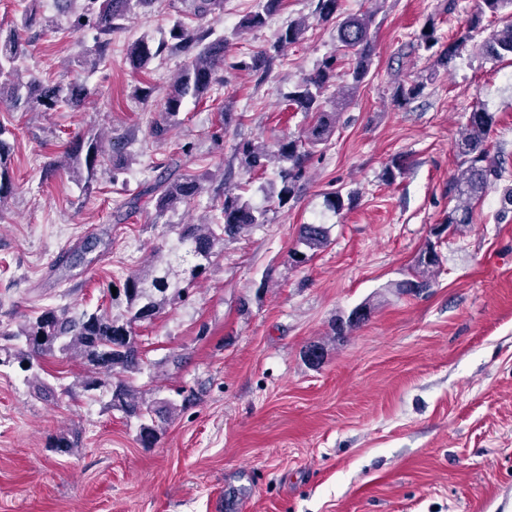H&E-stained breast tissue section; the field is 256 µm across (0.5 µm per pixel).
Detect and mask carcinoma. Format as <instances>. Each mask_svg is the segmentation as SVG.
<instances>
[{"label": "carcinoma", "mask_w": 512, "mask_h": 512, "mask_svg": "<svg viewBox=\"0 0 512 512\" xmlns=\"http://www.w3.org/2000/svg\"><path fill=\"white\" fill-rule=\"evenodd\" d=\"M153 0H56L58 8L75 13L73 28L85 26L94 32V41L88 54L80 61L84 69L95 70L108 58L112 50V34L125 28V22L135 9L149 6ZM284 0H257L255 10L239 20L233 35L244 29L266 26L282 10ZM174 17L167 33L158 39L141 38L128 45L127 56L136 71L148 68L157 59L180 55L186 59L185 68L173 81L165 95L162 114L151 126L154 138H166L171 121L181 112L184 102L191 97L200 102L208 98L214 86L221 85L220 73L232 46L231 38L218 35L206 19L224 9V0H168ZM314 19L336 29V42L352 56V81L339 93L336 107L347 104L350 96L368 77L374 56V43L370 28L374 14L343 15L341 0H314ZM52 20L36 9L29 10L23 25L0 36V99L15 111L50 112L64 103L72 109L84 107L90 92L79 82L64 88L44 84L35 78L27 79L16 67V62L31 43V34L50 29ZM308 20L294 19L280 28L269 46L240 60L237 66L263 75L285 47L300 42ZM481 37L478 49L485 60L501 62L512 59V0H479L476 11L470 16L456 40L437 49L435 23L431 22L420 34L425 50L431 52L432 67L451 69L460 51L476 37ZM337 58L329 56L321 61L288 93V105L297 112L314 116L313 124L298 137H285L270 147L265 142L243 140L236 147V156L245 172H264L274 167V179L265 188L273 208L264 209L253 200L234 190L224 192V202L212 224L178 225V242L186 246L189 256L186 267L177 271L164 260L151 272V278L138 274L126 277L118 289L117 299L124 304V312L115 315L109 309L98 307L88 312L73 314L66 308L45 307L15 331H1L6 344L0 346V365L18 363L31 378L40 379L41 359L56 354L64 358H79L91 367V374L82 381L84 391L106 389L111 394L110 407L126 418L138 422L137 440L149 448L158 440L160 423L165 421V411L158 402L147 398L133 384L132 376L141 371L143 358L135 327L151 322L165 307L175 300L189 296L183 283H192L205 276L218 247L234 241L247 229L270 222L269 214L288 205L295 198L299 183L305 175L306 164L316 149L326 144L335 127L337 111L324 108V96L336 79ZM425 88L424 76L419 75L410 85H399L393 95L394 102L403 106L418 97ZM496 123L495 114L485 104H479L469 113L454 142V149L461 158L458 173L448 180V198L454 205L448 210L445 226L470 224L475 204L499 180L502 168L491 156L489 135ZM0 129V211L8 198L15 195L17 187L9 175L7 160L10 143ZM135 135L112 137L104 145L100 135L94 133L71 142L63 159L55 161L67 167L76 181L92 182L106 151L112 152V179H118L125 161L131 155ZM180 164L169 158L158 165L159 174L150 185L148 193L154 196L157 215L180 204H189L203 190L204 175L176 173ZM353 195L333 193L324 200V209L318 218L303 224L298 244L303 249L292 251L297 264L308 262L329 242V216L345 209ZM440 256L431 244L418 255L411 277L395 283L401 294H420L432 287ZM80 445L79 432H61L51 437L49 447L59 454L72 455Z\"/></svg>", "instance_id": "cac0c4a2"}]
</instances>
